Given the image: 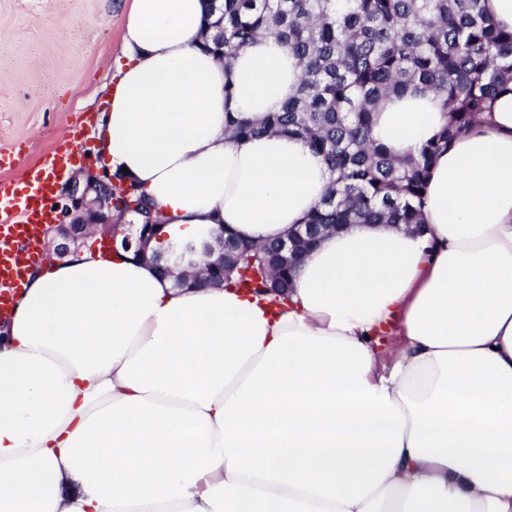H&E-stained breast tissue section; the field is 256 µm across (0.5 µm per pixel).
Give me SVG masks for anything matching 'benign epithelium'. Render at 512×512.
<instances>
[{"label": "benign epithelium", "instance_id": "obj_1", "mask_svg": "<svg viewBox=\"0 0 512 512\" xmlns=\"http://www.w3.org/2000/svg\"><path fill=\"white\" fill-rule=\"evenodd\" d=\"M68 196L72 207L63 209L57 223L48 225L61 242L54 249L58 257L70 253V245L97 233L112 240L114 246L125 251H134L140 256L152 240H163L162 225L152 217L142 224H122L113 221L112 211H140V201L127 193L117 191L113 183L102 180L96 173L87 170L74 176L69 184ZM199 238L206 241L208 255H217L209 262L205 281L213 286L224 284V232L203 230Z\"/></svg>", "mask_w": 512, "mask_h": 512}]
</instances>
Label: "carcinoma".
Here are the masks:
<instances>
[{
  "instance_id": "1",
  "label": "carcinoma",
  "mask_w": 512,
  "mask_h": 512,
  "mask_svg": "<svg viewBox=\"0 0 512 512\" xmlns=\"http://www.w3.org/2000/svg\"><path fill=\"white\" fill-rule=\"evenodd\" d=\"M205 47L219 60L266 32L299 60L298 89L260 125L231 121L244 139L281 132L303 139L335 179L306 219L319 231L344 224H406L422 232V194L433 158L512 83V31L482 0H218ZM411 89L444 97V125L418 155L392 156L372 137L374 114ZM225 270L255 271L248 286L286 289L290 270L275 243L224 236Z\"/></svg>"
}]
</instances>
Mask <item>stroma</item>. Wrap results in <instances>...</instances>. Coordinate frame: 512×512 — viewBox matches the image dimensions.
<instances>
[{
    "label": "stroma",
    "mask_w": 512,
    "mask_h": 512,
    "mask_svg": "<svg viewBox=\"0 0 512 512\" xmlns=\"http://www.w3.org/2000/svg\"><path fill=\"white\" fill-rule=\"evenodd\" d=\"M130 0H0V151L34 161L79 137V169H98L84 115L107 108L106 87Z\"/></svg>",
    "instance_id": "1"
}]
</instances>
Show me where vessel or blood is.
I'll list each match as a JSON object with an SVG mask.
<instances>
[{
  "instance_id": "b4317fda",
  "label": "vessel or blood",
  "mask_w": 512,
  "mask_h": 512,
  "mask_svg": "<svg viewBox=\"0 0 512 512\" xmlns=\"http://www.w3.org/2000/svg\"><path fill=\"white\" fill-rule=\"evenodd\" d=\"M78 156L77 142H64L46 161L25 167L22 187L0 191V318L8 316L26 267L44 258L41 230L53 220L55 182Z\"/></svg>"
}]
</instances>
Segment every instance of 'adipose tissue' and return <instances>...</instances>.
Returning <instances> with one entry per match:
<instances>
[{
    "instance_id": "obj_1",
    "label": "adipose tissue",
    "mask_w": 512,
    "mask_h": 512,
    "mask_svg": "<svg viewBox=\"0 0 512 512\" xmlns=\"http://www.w3.org/2000/svg\"><path fill=\"white\" fill-rule=\"evenodd\" d=\"M208 6L131 0L97 152L169 241H275L333 175L300 138H230L301 67L271 36L220 62ZM443 103L391 98L372 135L415 154ZM491 110L434 158L425 233L344 225L281 307L90 244L28 271L0 340V512H512V92Z\"/></svg>"
}]
</instances>
